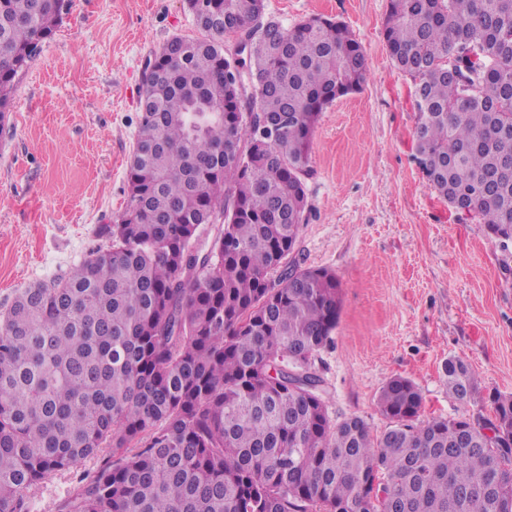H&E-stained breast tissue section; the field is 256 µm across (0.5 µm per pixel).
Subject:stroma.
<instances>
[{
	"label": "stroma",
	"instance_id": "35a3bbf8",
	"mask_svg": "<svg viewBox=\"0 0 512 512\" xmlns=\"http://www.w3.org/2000/svg\"><path fill=\"white\" fill-rule=\"evenodd\" d=\"M388 0H265L284 27L320 15L347 25L368 65L361 91L318 118L305 179L309 212L294 258L334 272L342 307L314 369L333 421H390L377 400L401 376L423 396L422 418L477 416L448 391L464 358L486 391L512 394V245L459 219L416 160L411 78L386 48ZM202 38L183 0H72L18 81L0 124V313L16 291L67 276L107 241L128 202L127 170L144 90L142 69L172 36ZM90 458L33 496L58 512Z\"/></svg>",
	"mask_w": 512,
	"mask_h": 512
}]
</instances>
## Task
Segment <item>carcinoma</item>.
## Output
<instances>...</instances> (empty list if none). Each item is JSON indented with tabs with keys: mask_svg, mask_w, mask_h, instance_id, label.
<instances>
[{
	"mask_svg": "<svg viewBox=\"0 0 512 512\" xmlns=\"http://www.w3.org/2000/svg\"><path fill=\"white\" fill-rule=\"evenodd\" d=\"M69 6L0 0V123ZM187 6L208 38L154 55L108 246L0 313V512H31L35 489L97 456L59 512H512V395L481 393L463 358L448 392L490 419L421 421L403 377L379 394L392 426L377 438L326 410L313 360L340 283L288 252L315 122L366 82L362 45L322 16L285 28L260 0ZM229 33L250 44L246 87ZM385 38L415 81L428 184L512 242V0H389ZM262 124L278 131L263 147Z\"/></svg>",
	"mask_w": 512,
	"mask_h": 512,
	"instance_id": "obj_1",
	"label": "carcinoma"
}]
</instances>
